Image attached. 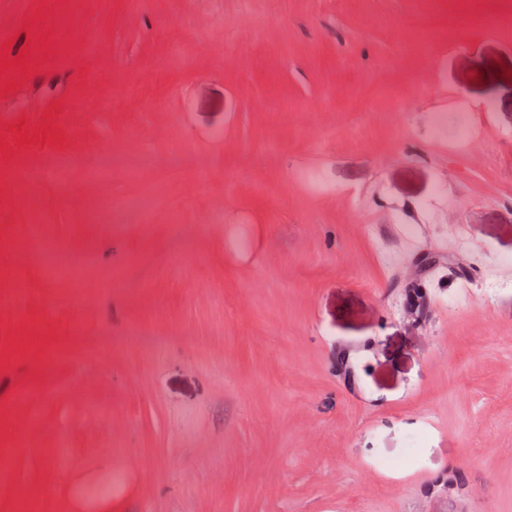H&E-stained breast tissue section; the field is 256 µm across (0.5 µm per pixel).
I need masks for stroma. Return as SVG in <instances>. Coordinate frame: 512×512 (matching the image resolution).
<instances>
[{
	"instance_id": "obj_1",
	"label": "stroma",
	"mask_w": 512,
	"mask_h": 512,
	"mask_svg": "<svg viewBox=\"0 0 512 512\" xmlns=\"http://www.w3.org/2000/svg\"><path fill=\"white\" fill-rule=\"evenodd\" d=\"M510 132L512 0H0V170L45 173L0 193V512H427L451 472L455 512H512ZM113 142L148 179L61 194Z\"/></svg>"
}]
</instances>
